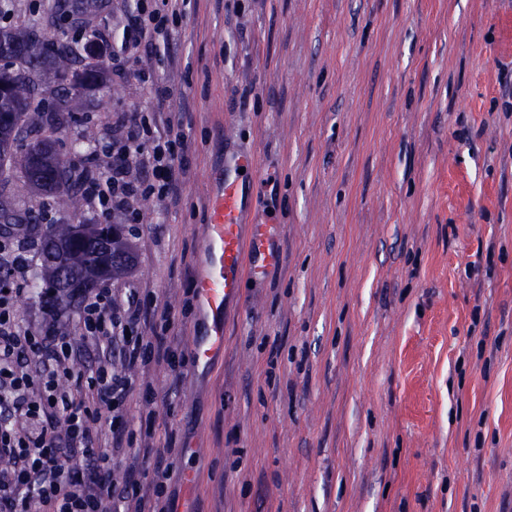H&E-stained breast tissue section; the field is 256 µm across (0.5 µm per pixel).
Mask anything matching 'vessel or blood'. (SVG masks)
I'll list each match as a JSON object with an SVG mask.
<instances>
[{
    "label": "vessel or blood",
    "instance_id": "obj_1",
    "mask_svg": "<svg viewBox=\"0 0 512 512\" xmlns=\"http://www.w3.org/2000/svg\"><path fill=\"white\" fill-rule=\"evenodd\" d=\"M242 197V181L227 178L212 203L210 262L197 281V295L216 324L210 339L196 349L201 361L209 360L215 350L224 346L222 319L227 301L240 296L247 277L263 273L277 258L273 225L244 223Z\"/></svg>",
    "mask_w": 512,
    "mask_h": 512
}]
</instances>
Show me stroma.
I'll list each match as a JSON object with an SVG mask.
<instances>
[{
	"label": "stroma",
	"mask_w": 512,
	"mask_h": 512,
	"mask_svg": "<svg viewBox=\"0 0 512 512\" xmlns=\"http://www.w3.org/2000/svg\"><path fill=\"white\" fill-rule=\"evenodd\" d=\"M171 51L80 98L148 111L144 70L188 107L180 199L141 201L112 281L174 350L101 411L113 480L155 448L159 512H512V0H189ZM243 152L281 259L201 364L213 175Z\"/></svg>",
	"instance_id": "1"
}]
</instances>
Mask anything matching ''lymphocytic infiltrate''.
<instances>
[{
  "label": "lymphocytic infiltrate",
  "instance_id": "obj_1",
  "mask_svg": "<svg viewBox=\"0 0 512 512\" xmlns=\"http://www.w3.org/2000/svg\"><path fill=\"white\" fill-rule=\"evenodd\" d=\"M187 0H140L121 45L127 61L143 52L160 54L173 40L174 26L185 15ZM153 116L118 119L101 142L74 163L87 208L97 223L136 224L139 203L157 196L177 198L184 173L176 160L187 149L182 114L167 89H153ZM10 246L0 247V512H101L135 503V512H154L152 496L161 495L168 466L139 449L129 457L127 477L114 483L100 444L101 407L119 408L130 389L128 369L142 365L144 352L133 332L141 319L137 291L114 297L109 286L83 295L77 327L93 337L101 353L90 358L68 333L23 324L11 302L21 268ZM118 349L121 368L108 355ZM80 465L64 468L65 453ZM153 460L154 479L144 485L142 465Z\"/></svg>",
  "mask_w": 512,
  "mask_h": 512
}]
</instances>
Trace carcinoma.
<instances>
[{"label": "carcinoma", "instance_id": "carcinoma-1", "mask_svg": "<svg viewBox=\"0 0 512 512\" xmlns=\"http://www.w3.org/2000/svg\"><path fill=\"white\" fill-rule=\"evenodd\" d=\"M84 0H52L47 16L79 12ZM94 18L84 21L73 44L54 41L42 27L43 17L0 27V177L18 171L35 190L53 196L59 206L78 209L81 195L71 179L72 164L39 132L43 121L83 125L76 98L54 95L51 83L72 77L74 86H102L106 70L99 58L82 54L78 42L108 33L107 17L91 0ZM22 232L37 247L40 264L30 288L50 302L51 310L67 308L102 282L128 273L134 266L132 246L120 229L100 224H44L39 214L22 210L0 194V239Z\"/></svg>", "mask_w": 512, "mask_h": 512}]
</instances>
